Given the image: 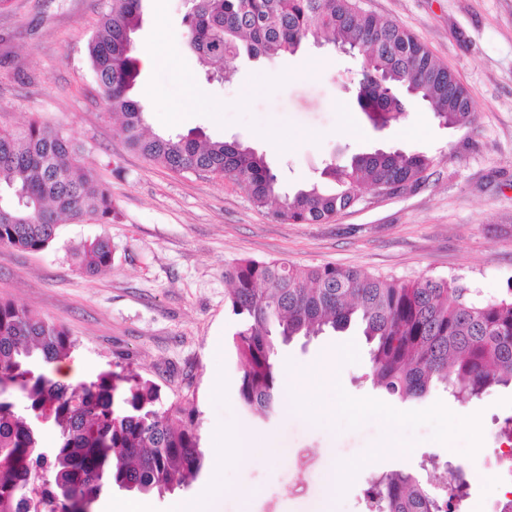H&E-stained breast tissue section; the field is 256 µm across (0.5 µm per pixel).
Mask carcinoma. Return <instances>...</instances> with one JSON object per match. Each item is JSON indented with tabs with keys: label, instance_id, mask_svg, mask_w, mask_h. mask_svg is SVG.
Wrapping results in <instances>:
<instances>
[{
	"label": "carcinoma",
	"instance_id": "carcinoma-1",
	"mask_svg": "<svg viewBox=\"0 0 512 512\" xmlns=\"http://www.w3.org/2000/svg\"><path fill=\"white\" fill-rule=\"evenodd\" d=\"M146 0H112L88 44L92 71L119 130L146 159L177 173L234 177L252 205L281 222L318 224L355 206L365 189L419 185L433 165L421 152L377 151L325 168L336 188L317 185L277 198V176L264 155L238 141L144 132L134 99L140 59L130 41ZM191 50L206 79L229 80L228 63L293 55L303 42L330 44L364 57L357 104L382 125L406 112L409 98L428 104L447 127L475 120L468 90L401 22L364 11L359 0H187ZM110 224L118 218L107 186L85 168L68 139L32 121L0 131V246L40 252L59 218ZM79 270L95 275L112 266V244L99 236L77 253ZM227 305L236 320L230 348L239 365L238 400L251 416L281 410L277 347L353 323L371 344L374 387L406 403L441 386L457 400L512 385V296L482 304L445 278L402 281L354 267H298L286 259H238L224 269ZM75 340L64 327L12 300L0 299V512H91L112 485L141 493H171L198 476L196 407H164L161 388L137 374L102 371L77 384L37 371L68 358ZM58 435L42 447L39 426ZM436 485L410 473L374 476L366 512H460L465 482L459 470Z\"/></svg>",
	"mask_w": 512,
	"mask_h": 512
}]
</instances>
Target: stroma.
I'll use <instances>...</instances> for the list:
<instances>
[{"label": "stroma", "instance_id": "1", "mask_svg": "<svg viewBox=\"0 0 512 512\" xmlns=\"http://www.w3.org/2000/svg\"><path fill=\"white\" fill-rule=\"evenodd\" d=\"M111 3L11 0L0 12V129L35 120L59 130L120 213L111 224L61 221L42 252L0 246V298L63 324L91 374L130 368L160 386L165 404L193 399L207 457L220 454L207 442L215 432L254 431L286 447L278 463L226 461L219 512H313L324 501L333 512H364L373 475L420 474L429 455L474 474L466 512L496 508L512 491L500 458L511 386L465 403L439 389L416 403L393 400L368 379L370 346L355 324L279 346L280 366L305 370L294 396L307 413L260 421L238 403L224 268L241 258L335 264L405 281L454 280L479 303L503 298L512 285V0L361 2L406 25L467 88L476 122L455 129L418 102L398 121L373 125L344 87L362 57L311 41L292 56H240L232 80L201 82L185 47L184 0H148L135 45L160 43L173 59L140 72L134 96L149 131L195 129L246 143L265 156L283 195L323 182L334 158L376 150L434 157L411 192L364 191L356 206L319 224L274 219L231 176L176 173L128 149L87 55ZM98 236L112 242V266L89 277L72 252ZM340 342L357 353L334 372L323 355ZM341 390L362 416L335 412ZM333 462L347 470L334 489L326 482Z\"/></svg>", "mask_w": 512, "mask_h": 512}]
</instances>
